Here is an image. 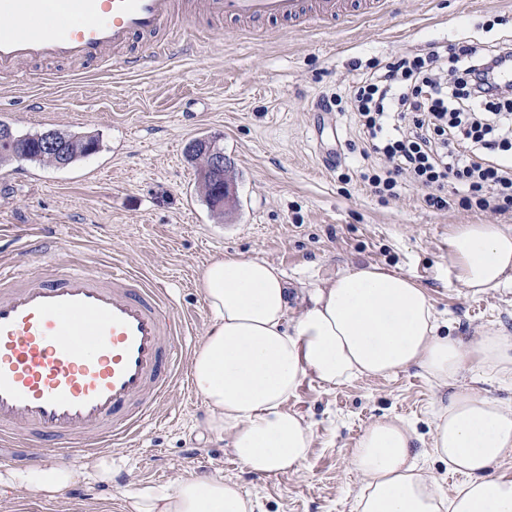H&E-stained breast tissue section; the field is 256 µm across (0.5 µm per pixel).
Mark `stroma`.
<instances>
[{"label": "stroma", "mask_w": 512, "mask_h": 512, "mask_svg": "<svg viewBox=\"0 0 512 512\" xmlns=\"http://www.w3.org/2000/svg\"><path fill=\"white\" fill-rule=\"evenodd\" d=\"M170 35L194 41L195 55L163 56L137 72L55 61L25 66L18 77L0 74V120L14 130L87 131L102 143L65 169L23 158L6 166L12 181L0 185V225L11 233L0 240L1 267L39 273V263L16 255L45 233L61 261L122 267L162 284L187 323L190 352L210 324L197 283L218 255L267 260L297 287L382 266L425 288L441 336L465 343L478 328L512 333V290L472 293L448 258L453 225L512 230V211L465 210L454 194L439 211L409 186L380 203L339 177L359 160L353 114L320 108L322 99L347 94L371 61L465 37L512 41V0H385L371 16L303 31L256 22L245 33L197 14ZM204 133L218 137L236 178V206L221 218L202 202L186 156ZM328 150L340 152V167L324 164ZM448 393L417 367L334 388L303 381L288 406L312 430L306 465L260 478L237 463L230 434L208 431L206 407L188 379L155 421L115 448L112 482L76 484L53 499L0 487V512H125L130 495L215 475L236 482L255 512H353L359 477L350 450L384 415L411 423L419 466L450 487L460 477L430 447L434 414Z\"/></svg>", "instance_id": "obj_1"}]
</instances>
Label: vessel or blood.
Here are the masks:
<instances>
[{
	"label": "vessel or blood",
	"instance_id": "vessel-or-blood-1",
	"mask_svg": "<svg viewBox=\"0 0 512 512\" xmlns=\"http://www.w3.org/2000/svg\"><path fill=\"white\" fill-rule=\"evenodd\" d=\"M235 22L291 26L341 23L377 12L383 0H196ZM176 0H0V73L31 61L94 63L137 71ZM47 274L0 272V446L70 453L111 448L152 419L184 381L181 323L166 291L134 273L85 267L52 272L55 247L28 244Z\"/></svg>",
	"mask_w": 512,
	"mask_h": 512
}]
</instances>
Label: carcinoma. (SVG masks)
<instances>
[{"instance_id": "obj_1", "label": "carcinoma", "mask_w": 512, "mask_h": 512, "mask_svg": "<svg viewBox=\"0 0 512 512\" xmlns=\"http://www.w3.org/2000/svg\"><path fill=\"white\" fill-rule=\"evenodd\" d=\"M0 167L9 164L15 158H23L38 164L67 168L88 157V148L101 149L98 136L88 132L49 129L43 132L21 134L14 131L10 125L0 121ZM51 139L56 148L46 150L43 142ZM203 198L211 211L221 208L222 197L213 194L212 179L204 172H199Z\"/></svg>"}]
</instances>
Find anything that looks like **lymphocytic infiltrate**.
Listing matches in <instances>:
<instances>
[{"label":"lymphocytic infiltrate","mask_w":512,"mask_h":512,"mask_svg":"<svg viewBox=\"0 0 512 512\" xmlns=\"http://www.w3.org/2000/svg\"><path fill=\"white\" fill-rule=\"evenodd\" d=\"M512 43L462 40L425 53L392 57L366 72L347 96L355 115L364 188L380 200L411 186L427 206L448 207V184L462 187L468 206L512 207Z\"/></svg>","instance_id":"obj_1"}]
</instances>
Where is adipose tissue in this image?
I'll return each mask as SVG.
<instances>
[{
    "label": "adipose tissue",
    "instance_id": "1",
    "mask_svg": "<svg viewBox=\"0 0 512 512\" xmlns=\"http://www.w3.org/2000/svg\"><path fill=\"white\" fill-rule=\"evenodd\" d=\"M448 257L465 288H512V232L498 225H455ZM198 286L211 322L190 360L194 386L207 408L208 429L230 433L232 453L247 471L268 477L303 467L312 431L288 401L304 379L335 387L417 366L453 389L435 414L432 450L462 481L447 489L419 468L414 429L385 415L351 450L360 477L355 512H512V476L495 471L512 451V406L460 382L468 368L512 375V334L480 328L465 344L440 336L427 291L377 265L307 289V304L293 324L294 291L266 260L216 257ZM113 472L108 456L91 472L47 463L0 472V486H25L52 498L79 482H111ZM126 509L254 512V503L224 478L190 477L167 491L131 495Z\"/></svg>",
    "mask_w": 512,
    "mask_h": 512
}]
</instances>
